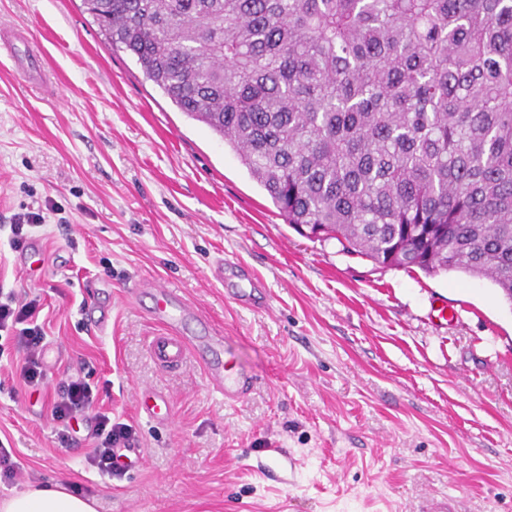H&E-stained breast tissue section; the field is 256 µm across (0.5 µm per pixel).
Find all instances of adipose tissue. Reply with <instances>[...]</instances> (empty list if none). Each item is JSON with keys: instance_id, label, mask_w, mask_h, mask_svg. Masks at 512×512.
<instances>
[{"instance_id": "obj_1", "label": "adipose tissue", "mask_w": 512, "mask_h": 512, "mask_svg": "<svg viewBox=\"0 0 512 512\" xmlns=\"http://www.w3.org/2000/svg\"><path fill=\"white\" fill-rule=\"evenodd\" d=\"M0 512H96V502L61 483H43L1 499Z\"/></svg>"}]
</instances>
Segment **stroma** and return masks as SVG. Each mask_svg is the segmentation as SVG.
I'll use <instances>...</instances> for the list:
<instances>
[{"label":"stroma","instance_id":"1","mask_svg":"<svg viewBox=\"0 0 512 512\" xmlns=\"http://www.w3.org/2000/svg\"><path fill=\"white\" fill-rule=\"evenodd\" d=\"M25 31L0 48V287L40 300L48 383L29 394L0 355V445L21 473L0 498L59 482L97 512H512V303L485 278L380 268L288 224L204 124L111 48L82 0H0ZM43 215L33 263L9 244L14 214ZM225 258L267 287L238 305L208 275ZM192 305L183 332L220 336L256 378L233 406L203 364L158 367L151 284ZM448 302L452 324L430 310ZM111 306L99 330L88 315ZM99 411L132 425L142 457L122 476L61 441L51 417L78 370ZM166 394L167 424L138 413Z\"/></svg>","mask_w":512,"mask_h":512}]
</instances>
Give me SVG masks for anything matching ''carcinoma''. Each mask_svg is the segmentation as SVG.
Listing matches in <instances>:
<instances>
[{"mask_svg": "<svg viewBox=\"0 0 512 512\" xmlns=\"http://www.w3.org/2000/svg\"><path fill=\"white\" fill-rule=\"evenodd\" d=\"M294 228L512 301V0H83Z\"/></svg>", "mask_w": 512, "mask_h": 512, "instance_id": "1", "label": "carcinoma"}]
</instances>
